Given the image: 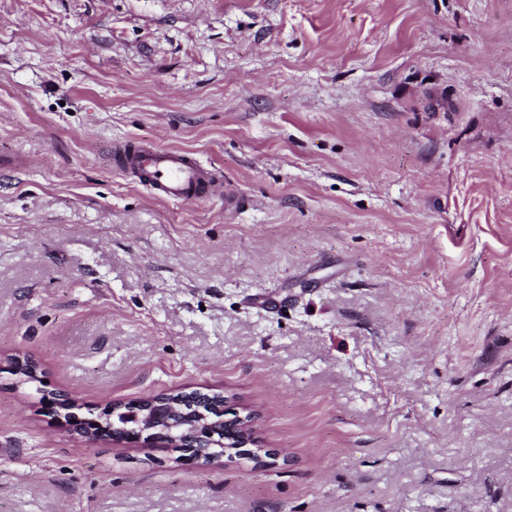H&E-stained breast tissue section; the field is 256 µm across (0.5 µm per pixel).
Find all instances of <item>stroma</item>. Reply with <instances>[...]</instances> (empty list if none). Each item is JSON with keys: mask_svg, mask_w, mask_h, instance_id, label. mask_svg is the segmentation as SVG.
<instances>
[{"mask_svg": "<svg viewBox=\"0 0 512 512\" xmlns=\"http://www.w3.org/2000/svg\"><path fill=\"white\" fill-rule=\"evenodd\" d=\"M0 156V512H512V0H0ZM196 390L266 464L41 404ZM118 170L130 174L153 194L178 201L198 199L211 192L216 171L186 152L130 141L115 148ZM6 369L8 372L19 377L22 381L27 383H43V375L39 366L32 360L15 356L11 358L7 367H1L0 370ZM115 410L116 408L112 409L111 406L104 407L95 418L84 419L82 421L83 424L81 422L77 425L74 424V431L88 440H97L107 437L108 429L104 423L107 415L114 414ZM92 423H97V426H92Z\"/></svg>", "mask_w": 512, "mask_h": 512, "instance_id": "obj_1", "label": "stroma"}]
</instances>
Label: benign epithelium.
I'll return each instance as SVG.
<instances>
[{
	"instance_id": "benign-epithelium-1",
	"label": "benign epithelium",
	"mask_w": 512,
	"mask_h": 512,
	"mask_svg": "<svg viewBox=\"0 0 512 512\" xmlns=\"http://www.w3.org/2000/svg\"><path fill=\"white\" fill-rule=\"evenodd\" d=\"M6 370L27 383H43V375L39 366L32 360L15 356L11 358ZM42 403L49 410L67 411L68 419L75 418L73 409L77 402L65 395L46 392ZM129 409L141 415L142 424L136 432L122 437L128 443L142 441L146 444H163L180 453L178 460L182 462H221L224 458L232 459L242 454H254L250 447L255 445L253 416L236 415L227 420L228 432L225 433L224 452L208 453L203 448L196 447L197 443L212 442L214 433L211 430L208 415L197 413L196 420L185 423V403L181 399L174 400L166 396L149 397L129 406ZM114 413L110 406L104 407L95 418L85 419L74 426V431L89 440H97L107 436L105 426L107 415Z\"/></svg>"
}]
</instances>
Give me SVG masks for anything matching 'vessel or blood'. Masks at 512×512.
<instances>
[{"instance_id":"vessel-or-blood-1","label":"vessel or blood","mask_w":512,"mask_h":512,"mask_svg":"<svg viewBox=\"0 0 512 512\" xmlns=\"http://www.w3.org/2000/svg\"><path fill=\"white\" fill-rule=\"evenodd\" d=\"M120 171L130 174L153 194L178 201L200 198L211 192L216 172L186 152L134 140L116 148Z\"/></svg>"}]
</instances>
